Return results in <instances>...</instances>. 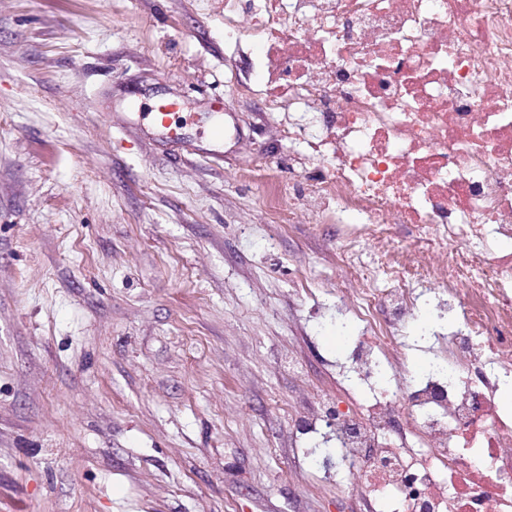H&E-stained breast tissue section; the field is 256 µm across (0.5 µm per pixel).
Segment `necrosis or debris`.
<instances>
[{"mask_svg": "<svg viewBox=\"0 0 512 512\" xmlns=\"http://www.w3.org/2000/svg\"><path fill=\"white\" fill-rule=\"evenodd\" d=\"M224 31L260 45L269 110L324 161L308 194L379 243L336 288L375 382L336 418L342 465L379 474L373 512H512V0H224ZM424 302L447 370L401 397L374 374L404 369Z\"/></svg>", "mask_w": 512, "mask_h": 512, "instance_id": "4bbe7bcc", "label": "necrosis or debris"}]
</instances>
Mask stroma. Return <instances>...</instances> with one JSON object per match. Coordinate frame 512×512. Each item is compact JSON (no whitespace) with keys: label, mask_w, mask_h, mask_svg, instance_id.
<instances>
[{"label":"stroma","mask_w":512,"mask_h":512,"mask_svg":"<svg viewBox=\"0 0 512 512\" xmlns=\"http://www.w3.org/2000/svg\"><path fill=\"white\" fill-rule=\"evenodd\" d=\"M258 57L224 0H0V512H368L300 428L353 397L337 226L269 202ZM180 109V103L174 99H161L156 101L149 109L150 112H146L145 116L149 118L150 123L153 127L161 132L167 131V135L173 133L177 137V127L173 128L172 124L175 120V114ZM176 129V131H174Z\"/></svg>","instance_id":"obj_1"}]
</instances>
